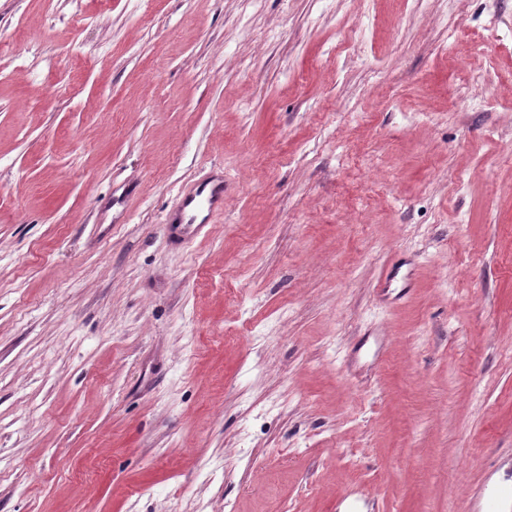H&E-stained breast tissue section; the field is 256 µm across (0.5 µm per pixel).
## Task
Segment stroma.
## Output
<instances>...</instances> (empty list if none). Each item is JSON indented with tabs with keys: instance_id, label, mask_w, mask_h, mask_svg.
I'll return each mask as SVG.
<instances>
[{
	"instance_id": "1",
	"label": "stroma",
	"mask_w": 512,
	"mask_h": 512,
	"mask_svg": "<svg viewBox=\"0 0 512 512\" xmlns=\"http://www.w3.org/2000/svg\"><path fill=\"white\" fill-rule=\"evenodd\" d=\"M0 512H512V0H0ZM203 201L206 207V215L202 217L200 222L195 223L196 217H192L185 223V210L197 202ZM224 208V178L208 176L196 184L183 198L180 211L173 217L166 220V223L179 224L176 227L180 233L192 235L202 229L211 219L213 214ZM181 224H190L186 228L181 229ZM196 224L195 227L192 225ZM183 230V231H181Z\"/></svg>"
}]
</instances>
